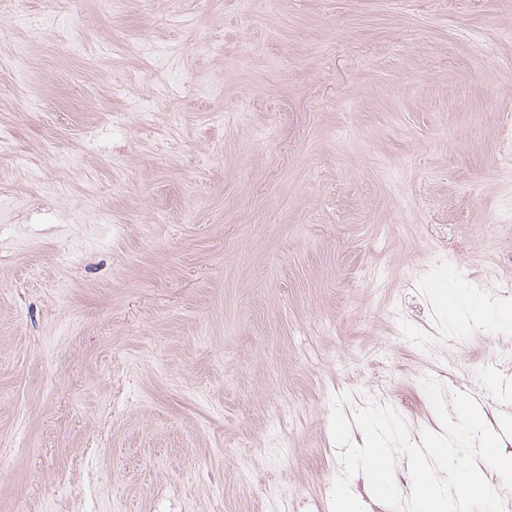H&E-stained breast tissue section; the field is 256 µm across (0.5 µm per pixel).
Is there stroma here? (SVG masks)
I'll return each mask as SVG.
<instances>
[{"mask_svg": "<svg viewBox=\"0 0 512 512\" xmlns=\"http://www.w3.org/2000/svg\"><path fill=\"white\" fill-rule=\"evenodd\" d=\"M13 47L0 512H331L334 395L512 414V328L448 326L512 313V0H0ZM452 309L454 317L452 320H448V325L451 326H455L458 321L470 316L482 315L492 317L494 315V310L490 304L471 296L464 300L462 306L457 304Z\"/></svg>", "mask_w": 512, "mask_h": 512, "instance_id": "1", "label": "stroma"}]
</instances>
